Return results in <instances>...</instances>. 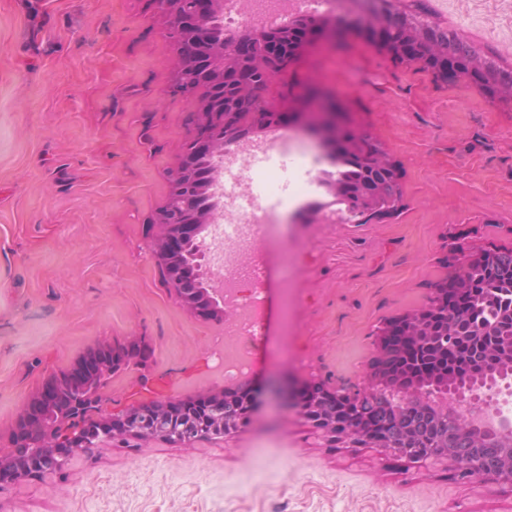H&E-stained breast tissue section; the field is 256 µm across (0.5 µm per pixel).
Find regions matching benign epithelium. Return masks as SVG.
Masks as SVG:
<instances>
[{"label":"benign epithelium","mask_w":512,"mask_h":512,"mask_svg":"<svg viewBox=\"0 0 512 512\" xmlns=\"http://www.w3.org/2000/svg\"><path fill=\"white\" fill-rule=\"evenodd\" d=\"M165 15L168 30L182 38L181 55L192 62L194 78L185 81L176 63L172 90L186 99V147L171 182L168 199L146 225L152 253L168 293L192 315L220 320L228 312L224 282L211 269L210 226L223 213L217 192L224 157L249 146L261 131L282 125L283 113L266 107L267 95L288 62L311 41L334 42L351 31L370 44L380 39L363 28L356 0L341 12L317 18L300 42L282 55L259 56L257 44L292 39L294 18L264 16L251 41L227 43L210 37L224 18V0H152ZM319 141L336 136L350 123L344 112L325 105L288 113ZM208 157L205 171L190 174L194 156ZM193 176L192 195L182 194L181 178ZM512 303L500 305L497 318L469 324L448 335L425 312L401 316V338L422 348L429 364L373 368L356 386L329 376L299 383L279 375L259 382L244 378L222 390L200 394L201 412L176 411L174 401L156 399L130 406L123 414L102 412L105 379L125 369L130 351L103 344L80 357L67 371L48 376L33 389L12 426L10 444L0 448V494L22 479H37L91 458L101 442L131 439L189 443L224 439L256 410L259 402L289 406L332 442L350 441L375 448L400 461L457 467L459 476L512 487ZM468 345L479 353L467 377L448 371V350Z\"/></svg>","instance_id":"7a95c632"}]
</instances>
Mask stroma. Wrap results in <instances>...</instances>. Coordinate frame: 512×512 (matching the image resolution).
<instances>
[{
	"label": "stroma",
	"instance_id": "1",
	"mask_svg": "<svg viewBox=\"0 0 512 512\" xmlns=\"http://www.w3.org/2000/svg\"><path fill=\"white\" fill-rule=\"evenodd\" d=\"M450 31L512 63V0H427ZM176 51L148 0H0V430L30 391L101 342L144 339L104 410L224 385V328L163 284L144 227L184 151ZM413 70L358 41L302 51L270 102H339L402 168L405 206L366 224L293 213L266 244L256 376L357 382L379 327L423 308L444 255L512 248V112L448 113ZM467 131L464 143L449 141ZM0 512H512V491L453 468L334 448L292 411L224 441L104 443L25 481Z\"/></svg>",
	"mask_w": 512,
	"mask_h": 512
}]
</instances>
